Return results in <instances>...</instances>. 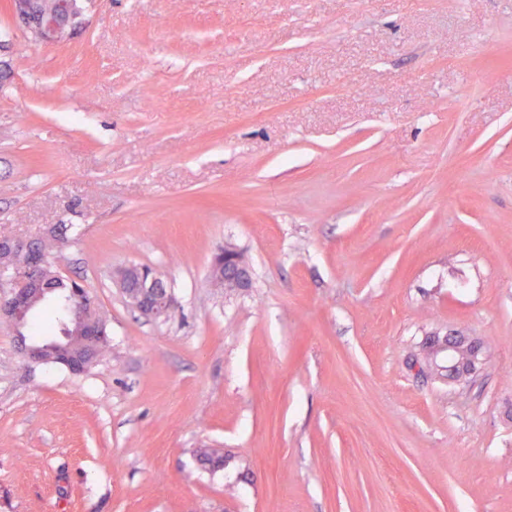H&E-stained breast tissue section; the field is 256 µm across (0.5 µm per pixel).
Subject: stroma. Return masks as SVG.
<instances>
[{
    "instance_id": "obj_1",
    "label": "stroma",
    "mask_w": 512,
    "mask_h": 512,
    "mask_svg": "<svg viewBox=\"0 0 512 512\" xmlns=\"http://www.w3.org/2000/svg\"><path fill=\"white\" fill-rule=\"evenodd\" d=\"M83 5L61 44L0 10V236L75 225L110 351L0 322V512H512V0ZM210 279L217 288L226 292H239L251 287V271L233 247L226 246L215 254L210 265ZM113 280L121 288L129 306L139 315L157 320L166 318L172 311L174 297L167 289V285L157 273L149 278L144 266L133 264L125 266L116 272ZM135 281L137 285L132 287ZM130 288H142L147 297H142L141 300L131 298L128 293ZM64 344H67L66 352L71 355L76 367L85 371L91 366L89 362H81L87 352L91 349L100 352L105 347L104 343L93 345L86 336L79 335L74 324L69 326L67 340L64 341ZM465 343H469V345L474 346L476 354H479L480 350H482V353L480 359L473 360L472 368H469L468 371L461 369L463 378H461V382L457 383L459 385L468 382V380L477 372L479 366L483 364L485 358L482 343L471 336H465L464 334L461 333H455L448 335V337H446V339L443 340L441 343L430 346L429 350V355L434 357V355L437 354L439 350L445 348L448 349V377L453 378L456 376L457 371L461 367L460 364H458V362L455 361V355L460 349V347Z\"/></svg>"
}]
</instances>
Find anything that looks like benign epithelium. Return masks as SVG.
Masks as SVG:
<instances>
[{"label":"benign epithelium","mask_w":512,"mask_h":512,"mask_svg":"<svg viewBox=\"0 0 512 512\" xmlns=\"http://www.w3.org/2000/svg\"><path fill=\"white\" fill-rule=\"evenodd\" d=\"M8 11L37 40L46 43L64 41L68 37L67 29L76 16L73 0H55L50 7L45 4V0H9ZM55 234V227L45 228L39 237V244L34 239L0 238V288L3 289L0 320L17 331L26 326L34 313L35 302L46 301L51 296L52 289L46 287V282L57 277L58 273L50 261L53 251L47 248V240ZM17 253L29 254L30 265L22 268L12 266L10 259ZM210 279L215 287L227 292L243 291L251 287L252 282L247 262L238 250L230 246L224 247L213 257ZM115 283L121 288L129 306L143 317L155 320L165 318L173 309L174 297L165 282L156 273L146 275L141 265L130 264L119 269L115 274ZM64 310L70 322H87L93 320L98 312V303L94 296L84 292L65 299ZM18 340L21 354L35 364L46 363L48 352L63 347L59 341L29 343L22 335L18 336ZM465 343L473 346L477 353L483 349L479 340L455 333L431 346L429 355L448 349V376L453 378L460 370L455 355ZM483 362L482 358L475 359L472 368L460 370L463 379H470Z\"/></svg>","instance_id":"obj_1"}]
</instances>
